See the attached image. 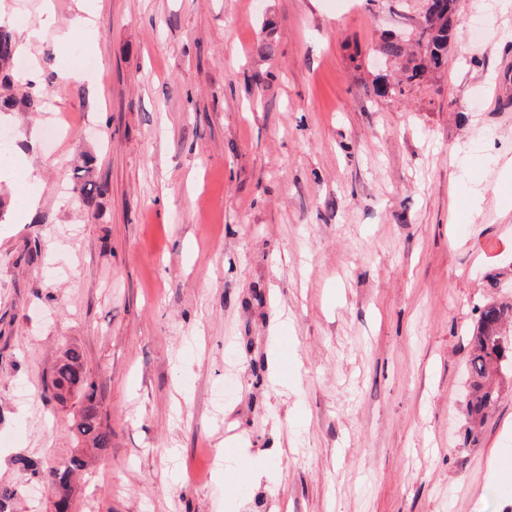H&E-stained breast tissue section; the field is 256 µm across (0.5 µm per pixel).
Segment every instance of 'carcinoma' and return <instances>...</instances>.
Instances as JSON below:
<instances>
[{
  "mask_svg": "<svg viewBox=\"0 0 512 512\" xmlns=\"http://www.w3.org/2000/svg\"><path fill=\"white\" fill-rule=\"evenodd\" d=\"M461 2L443 0L441 11L417 29L414 48L399 36L383 39L377 48L378 54L387 60L400 61L402 65L396 82L388 83L383 88L380 83H375L374 92L377 95H403L420 85L428 71L448 68V47ZM15 56L16 43L12 33L0 28L1 88H9L14 83L11 65ZM44 104L45 100L32 91L19 95L12 92L0 94V112H12L18 108L25 112H39ZM95 170V160L90 159L83 165L75 166L72 171L73 192L87 208L108 189L107 183L95 175ZM508 322L512 323V304L491 302L479 311L477 325L470 336L472 350L468 371L471 394L468 401L470 426L465 432L467 440L477 437L479 427L499 399L496 378L503 369L512 365V343L501 344V337L512 335V329L506 327ZM97 389V380L87 371L82 354L69 347L45 379L43 396L60 404L66 403L73 396L77 397L80 404L79 420L75 423L78 434L89 447L105 452L112 447V429L100 420ZM16 465L19 470L30 473L58 495L60 490L67 489L69 475L80 466V461L71 459L61 462L43 473L31 468L30 461L22 456L16 458Z\"/></svg>",
  "mask_w": 512,
  "mask_h": 512,
  "instance_id": "carcinoma-1",
  "label": "carcinoma"
}]
</instances>
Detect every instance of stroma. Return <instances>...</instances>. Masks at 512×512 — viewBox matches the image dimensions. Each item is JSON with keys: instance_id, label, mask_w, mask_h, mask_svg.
Segmentation results:
<instances>
[{"instance_id": "obj_1", "label": "stroma", "mask_w": 512, "mask_h": 512, "mask_svg": "<svg viewBox=\"0 0 512 512\" xmlns=\"http://www.w3.org/2000/svg\"><path fill=\"white\" fill-rule=\"evenodd\" d=\"M53 2L14 62L46 103L0 114L40 176L0 183L12 512H55L20 456L83 460L71 512H512L511 386L464 437L475 309L512 298L492 279L512 281V12L465 0L449 68L382 97L375 48L421 0H100L97 38L64 52L78 5ZM76 49L95 83L66 88ZM86 155L108 185L89 208L70 190ZM71 346L98 377L102 454L77 404L40 398ZM262 454L256 484L239 461Z\"/></svg>"}]
</instances>
